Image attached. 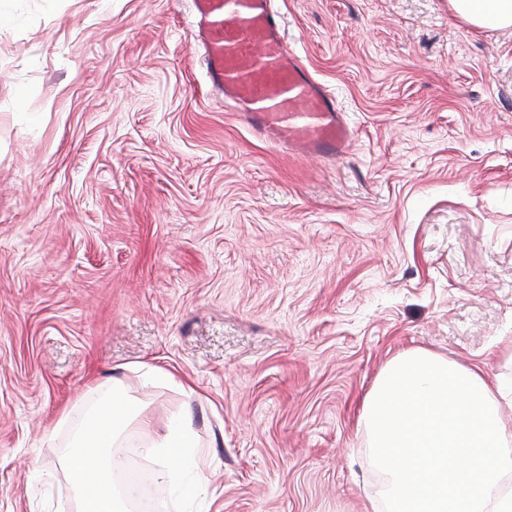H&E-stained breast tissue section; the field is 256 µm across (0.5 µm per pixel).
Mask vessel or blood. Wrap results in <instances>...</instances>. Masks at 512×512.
Listing matches in <instances>:
<instances>
[{"label": "vessel or blood", "mask_w": 512, "mask_h": 512, "mask_svg": "<svg viewBox=\"0 0 512 512\" xmlns=\"http://www.w3.org/2000/svg\"><path fill=\"white\" fill-rule=\"evenodd\" d=\"M201 64L268 141L302 154L341 155L352 136L335 98L287 49L269 0H194Z\"/></svg>", "instance_id": "b4317fda"}]
</instances>
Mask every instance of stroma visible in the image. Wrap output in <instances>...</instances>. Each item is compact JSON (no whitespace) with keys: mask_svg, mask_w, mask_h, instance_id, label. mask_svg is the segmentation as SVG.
Segmentation results:
<instances>
[{"mask_svg":"<svg viewBox=\"0 0 512 512\" xmlns=\"http://www.w3.org/2000/svg\"><path fill=\"white\" fill-rule=\"evenodd\" d=\"M271 5L354 132L341 156L252 130L192 0H0V512H71L65 456L116 383L191 412L192 512H367L391 358L512 380V28L448 0ZM147 440L113 453L174 512Z\"/></svg>","mask_w":512,"mask_h":512,"instance_id":"1","label":"stroma"}]
</instances>
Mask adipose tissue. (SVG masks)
I'll list each match as a JSON object with an SVG mask.
<instances>
[{"mask_svg": "<svg viewBox=\"0 0 512 512\" xmlns=\"http://www.w3.org/2000/svg\"><path fill=\"white\" fill-rule=\"evenodd\" d=\"M453 12L487 29L512 26V0H449ZM512 388L490 381L478 367L424 349L391 359L368 393L362 423L372 447L383 449L389 512H512L500 484L512 474ZM146 431L151 417L120 388L104 395L75 436L67 458L79 512H129L114 490L119 462L106 453L130 425ZM147 450L160 481L182 486L199 477V444L190 413L169 417Z\"/></svg>", "mask_w": 512, "mask_h": 512, "instance_id": "obj_1", "label": "adipose tissue"}]
</instances>
